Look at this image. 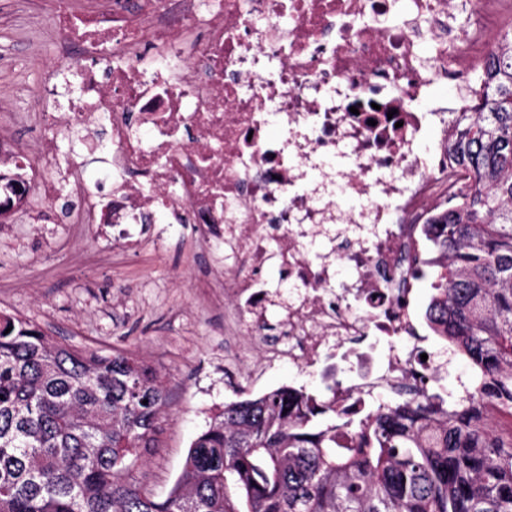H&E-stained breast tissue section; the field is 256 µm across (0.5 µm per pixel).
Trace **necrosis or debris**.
<instances>
[{
  "mask_svg": "<svg viewBox=\"0 0 512 512\" xmlns=\"http://www.w3.org/2000/svg\"><path fill=\"white\" fill-rule=\"evenodd\" d=\"M503 0H97L58 7L60 56L92 61L60 109L43 89L38 140L20 152L67 170L61 137L102 126L112 190L68 182L72 224L138 239L162 214L224 241V325L267 363L312 373L327 402L366 409L429 384L413 311L421 243L463 174L448 140L419 146L482 94L480 30ZM203 34L187 46V30ZM106 63L99 78L96 63ZM447 81L455 103L418 105ZM351 199L342 207L340 198ZM278 266L288 294L262 272ZM276 323L284 342L263 336Z\"/></svg>",
  "mask_w": 512,
  "mask_h": 512,
  "instance_id": "obj_1",
  "label": "necrosis or debris"
}]
</instances>
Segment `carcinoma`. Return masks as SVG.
Wrapping results in <instances>:
<instances>
[{"mask_svg":"<svg viewBox=\"0 0 512 512\" xmlns=\"http://www.w3.org/2000/svg\"><path fill=\"white\" fill-rule=\"evenodd\" d=\"M483 82L448 127L466 178L427 230L425 320L474 370L459 402L413 390L361 415L286 389L232 401L158 500L129 480L158 447L156 369L0 314V512H512V426L494 417H512V32Z\"/></svg>","mask_w":512,"mask_h":512,"instance_id":"1","label":"carcinoma"}]
</instances>
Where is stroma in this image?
I'll return each mask as SVG.
<instances>
[{
  "label": "stroma",
  "mask_w": 512,
  "mask_h": 512,
  "mask_svg": "<svg viewBox=\"0 0 512 512\" xmlns=\"http://www.w3.org/2000/svg\"><path fill=\"white\" fill-rule=\"evenodd\" d=\"M53 0H0V93L11 103L15 123L0 141V154L15 152L34 126L33 113L45 83L69 74L62 93L79 91L75 62H60L50 33L28 35L30 21L48 25ZM104 134L71 135L61 149L90 186L107 191ZM73 203L58 191L39 216L19 206L0 219V311L38 326L56 341L111 353L131 351L155 366L169 393L160 418V446L131 478L157 498L178 480L191 443L225 403L254 398L287 385L294 368L264 363L245 336L224 333V307L202 288L203 267L224 266V245L198 253L191 224H150L145 240L112 242L105 224H71ZM429 352L446 362L432 391L453 402L470 386L469 360L438 336Z\"/></svg>",
  "instance_id": "1"
}]
</instances>
